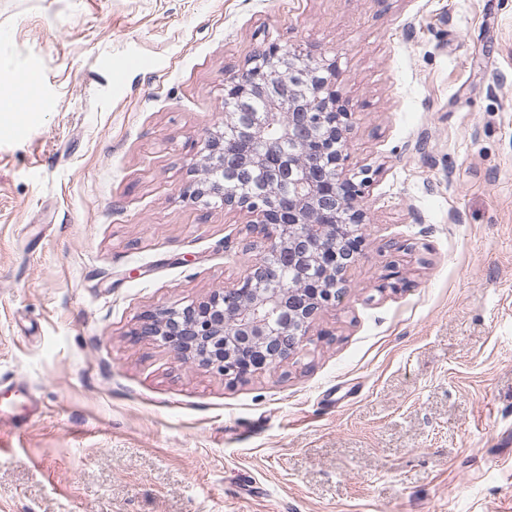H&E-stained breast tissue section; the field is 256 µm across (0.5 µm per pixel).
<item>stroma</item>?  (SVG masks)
<instances>
[{"label": "stroma", "mask_w": 512, "mask_h": 512, "mask_svg": "<svg viewBox=\"0 0 512 512\" xmlns=\"http://www.w3.org/2000/svg\"><path fill=\"white\" fill-rule=\"evenodd\" d=\"M272 44L336 64L365 243L233 383L133 332L263 253L183 192ZM0 62V512H512V0H0Z\"/></svg>", "instance_id": "1"}]
</instances>
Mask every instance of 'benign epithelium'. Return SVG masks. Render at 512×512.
<instances>
[{"label":"benign epithelium","instance_id":"benign-epithelium-1","mask_svg":"<svg viewBox=\"0 0 512 512\" xmlns=\"http://www.w3.org/2000/svg\"><path fill=\"white\" fill-rule=\"evenodd\" d=\"M269 99L272 111L258 117L247 96ZM224 98L237 103L224 123L249 133L280 125L281 139L295 148L288 176L295 195L279 201L276 185L267 197L243 196L222 174L228 166L280 173L279 142L261 153L245 139L223 133L208 137L205 176L183 194L208 196L250 214V230L264 242V254L234 284L180 310L149 313L137 336L157 337L177 359L214 369L232 382L273 372L297 353L309 323L336 301L364 238L351 226L365 223L361 189L343 170L350 113L336 92L335 64L308 53L270 45L250 59V67L225 79ZM313 264L318 274L291 283L279 267Z\"/></svg>","mask_w":512,"mask_h":512}]
</instances>
